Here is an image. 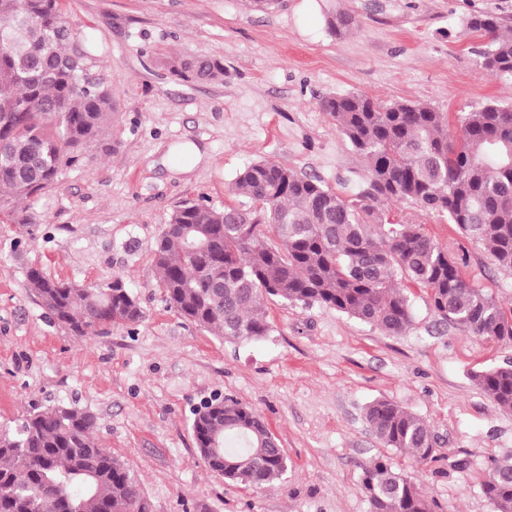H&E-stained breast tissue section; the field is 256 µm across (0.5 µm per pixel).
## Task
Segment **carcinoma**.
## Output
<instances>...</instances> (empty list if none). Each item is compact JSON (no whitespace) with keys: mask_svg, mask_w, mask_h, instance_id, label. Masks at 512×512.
Masks as SVG:
<instances>
[{"mask_svg":"<svg viewBox=\"0 0 512 512\" xmlns=\"http://www.w3.org/2000/svg\"><path fill=\"white\" fill-rule=\"evenodd\" d=\"M327 29L354 27L331 13ZM488 45L481 66L512 86V36L499 22L471 20ZM60 0H0V223L37 220L18 202L59 183L99 141L117 104L102 80L84 83L92 50L64 35ZM185 81L224 80L215 59L171 58ZM320 108L366 161L358 187L342 195L321 180L272 160L247 166L230 186L241 205L203 201L176 209L154 247L169 309L226 341L270 333L265 300L318 304L400 335L413 322L406 285L429 291L433 311L472 336L512 340V307L466 278L460 264L419 224L390 221L383 203L410 201L458 227L500 267L512 271V103L489 100L451 118L427 103L331 94ZM40 305L76 336L134 326L144 315L128 288L84 286L30 267ZM503 410L512 411V363L472 374ZM384 445L435 458L427 422L388 399L365 407ZM198 452L224 479L263 488L282 479L287 460L261 413L231 396L192 412ZM94 417L67 404L33 409L0 430V512H149L135 474L101 448ZM372 512H431L418 486L377 459L362 469ZM496 512H512V457L491 462L481 482Z\"/></svg>","mask_w":512,"mask_h":512,"instance_id":"carcinoma-1","label":"carcinoma"}]
</instances>
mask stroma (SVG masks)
Wrapping results in <instances>:
<instances>
[{"label":"stroma","instance_id":"obj_1","mask_svg":"<svg viewBox=\"0 0 512 512\" xmlns=\"http://www.w3.org/2000/svg\"><path fill=\"white\" fill-rule=\"evenodd\" d=\"M93 45L96 72L117 109L103 142L64 171L57 188L21 203L35 236L0 224V426L57 403L88 410L101 447L137 475L151 512H371L364 465L384 457L419 487L432 512H495L481 481L512 455V412L472 372L512 362V341L479 338L437 316L409 286L413 324L390 336L313 305L266 302L271 334L229 343L169 310L153 250L183 202L236 204L231 183L269 159L336 192L366 162L319 103L361 92L386 104L425 102L444 113L512 101L483 71L487 42L469 26L491 14L512 33V0H62ZM356 26L333 35L328 12ZM172 57L220 60L224 79L187 82ZM195 153H188V146ZM395 221L424 231L466 277L505 307L512 272L446 219L392 202ZM83 285L123 279L145 319L81 337L49 318L29 267ZM255 406L278 437L288 470L275 486L225 481L201 458L191 410L214 395ZM376 398L423 418L437 458L418 463L386 447L365 420Z\"/></svg>","mask_w":512,"mask_h":512}]
</instances>
